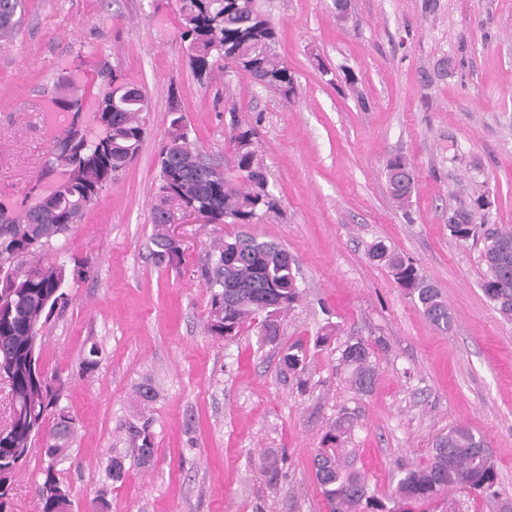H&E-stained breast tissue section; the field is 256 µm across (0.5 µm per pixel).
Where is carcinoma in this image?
<instances>
[{
    "label": "carcinoma",
    "mask_w": 512,
    "mask_h": 512,
    "mask_svg": "<svg viewBox=\"0 0 512 512\" xmlns=\"http://www.w3.org/2000/svg\"><path fill=\"white\" fill-rule=\"evenodd\" d=\"M25 0H0V47L17 32ZM181 41L187 44L189 64L200 79L219 63L243 71L271 76L270 88L291 100L294 78L276 50L277 30L269 17L260 12L255 0H183ZM148 100L139 88L119 97L105 91L99 102L100 120L106 129L90 136L89 147L78 153L50 152L47 162L62 166L69 173L63 191L52 196L49 209L32 213L23 224H0V272H12V301L0 305V362L9 383L12 412L9 424L0 430V512H12L14 477L32 453V425L49 426L44 456L66 455L76 432V419L54 417L53 405L59 389L54 378H43L29 361L30 347L48 322V313L65 299V283L70 270L64 263L42 261L84 213L67 207L64 195L100 192L112 176L124 169L137 155L146 136L141 115ZM257 132L250 125H239L231 139L234 147L233 171L218 180L210 179L195 161L198 149L179 127L170 125L158 154L159 186L185 207L207 206L216 217L230 216L231 224H253L277 208L266 181L267 169L256 147ZM390 197L406 205L411 197L415 171L403 157L391 159L386 168ZM168 217L154 208L151 243L158 262L179 263L183 254L174 246L166 224ZM233 253L224 243L214 244L207 256L210 290L206 331L226 341L238 336L249 320L271 309L284 317L299 302L294 260L280 244L253 234L232 238ZM372 260L385 265L396 283L414 300L423 315L435 325L448 329L453 320L438 288L413 263L391 251L383 242L369 249ZM486 277L483 291L497 312L512 321V227L486 236L483 252ZM347 381L358 393L370 391L376 378L372 348L362 340L348 342L341 350ZM283 366L293 374L306 367V350L295 343L284 350ZM101 362V349L92 344L83 356L87 373ZM358 414L345 409L324 435L314 457L315 477L329 512H427L439 493L457 488L500 497L498 472L483 435L467 426L448 430L433 444L429 463L403 467L390 494L381 498L370 490L367 480L349 469L344 460L341 439L354 430ZM132 453L142 467L152 464L154 437L147 428L128 426ZM125 474V457L114 454L106 465L108 479L118 482ZM42 512H70L71 492L51 465L42 470L38 485Z\"/></svg>",
    "instance_id": "obj_1"
}]
</instances>
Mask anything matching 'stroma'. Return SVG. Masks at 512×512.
Returning <instances> with one entry per match:
<instances>
[{"label": "stroma", "instance_id": "obj_1", "mask_svg": "<svg viewBox=\"0 0 512 512\" xmlns=\"http://www.w3.org/2000/svg\"><path fill=\"white\" fill-rule=\"evenodd\" d=\"M257 4L278 28L292 98L224 69L198 80L180 39L182 0H26L20 30L0 47V205L21 207L53 184L38 177L52 143L36 109L78 96L82 124L94 130L112 73L149 102L139 155L47 254L89 266L69 278V303L45 325L40 347L77 422L59 467L72 512H89L101 494L112 512H326L313 458L346 407L359 411L343 441L347 461L380 496L400 466L426 464L448 428L480 432L497 465L499 503L450 490L430 512H499L512 504V322L482 290L483 237L456 239L448 217L466 205L486 228L512 226V0H350L343 15L336 0ZM175 105L190 140L227 161L231 118L257 125L279 210L246 226L174 212L184 254L165 267L151 255V213ZM397 155L416 172L405 209L386 187ZM241 231L282 244L296 264L302 297L271 344L253 323L231 342L205 330L206 255ZM378 241L437 285L449 329L370 259ZM330 323L339 334L317 344ZM355 338L374 346L377 379L366 395L349 387L340 362ZM297 341L309 350L299 380L281 365ZM93 342L103 358L86 374L81 360ZM146 381L157 396L144 406L137 389ZM130 422L150 426V467L131 454ZM116 451L125 475L111 482L104 468ZM267 452L287 458L274 483L263 471ZM44 465L36 450L18 471L13 512H42Z\"/></svg>", "mask_w": 512, "mask_h": 512}]
</instances>
